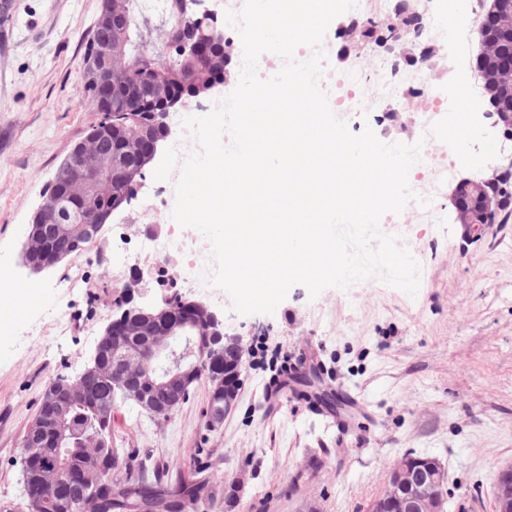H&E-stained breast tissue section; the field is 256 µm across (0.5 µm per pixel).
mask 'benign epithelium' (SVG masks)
<instances>
[{
    "instance_id": "benign-epithelium-1",
    "label": "benign epithelium",
    "mask_w": 512,
    "mask_h": 512,
    "mask_svg": "<svg viewBox=\"0 0 512 512\" xmlns=\"http://www.w3.org/2000/svg\"><path fill=\"white\" fill-rule=\"evenodd\" d=\"M205 2L176 0L178 13L206 23L209 32L201 35L193 28H183L174 47L182 56L203 59L215 67V80L207 87L210 91L235 78L236 71L233 44L224 41V27ZM379 24L420 34L425 28L423 0H399L394 14ZM478 34L476 81L489 97L494 125L500 127L505 139L512 140V0H490ZM123 59V54L105 43L99 53L90 55L86 73L98 101L108 102L112 94L132 89L126 82ZM147 89L151 92L150 107L143 112L126 113L134 127L126 130L103 124L108 131L122 133L120 153H103L98 134L90 133L56 169L50 190L32 220L34 224L55 225L53 239L48 243L29 233L23 247L24 263L32 272L41 273L64 259L80 256L88 233L84 213L92 214L94 228L99 231L144 187V168L171 134L170 115L178 111L187 94L159 77L147 81ZM490 183L489 179L465 178L453 192L457 220L472 240L498 213V197L485 192ZM117 309L118 314L106 329L112 335V359L116 365L102 371V378L112 390L125 400L164 412L180 402L184 391L200 376L209 375L219 379L212 399L216 422H221L237 402L246 354L242 339L224 332V318L203 303L177 296L156 305H142L131 293ZM184 336L207 338L206 369H201L192 357L173 359V342ZM84 397L81 379L67 378L62 386V402L69 405ZM57 440L56 428L31 440L24 457L25 468L39 464L42 449L55 446ZM71 483L78 489L81 512L94 509L87 497L86 486L91 480L86 466L70 481L57 485L52 495L37 478L26 483V493L31 500L48 507ZM447 484L448 470L437 458L407 455L392 469L386 490L370 503L368 512H445L443 491ZM495 512H512V464L495 477Z\"/></svg>"
}]
</instances>
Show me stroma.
<instances>
[{
	"label": "stroma",
	"mask_w": 512,
	"mask_h": 512,
	"mask_svg": "<svg viewBox=\"0 0 512 512\" xmlns=\"http://www.w3.org/2000/svg\"><path fill=\"white\" fill-rule=\"evenodd\" d=\"M103 0H8L0 22V307L14 323L0 330V504L20 500L21 441L45 388L81 372L124 300L135 273L146 276V305L175 294L203 302L224 318L249 351L244 383L218 429L207 426V382L196 383L167 422L133 404L114 411L112 446L131 466L155 474L208 467L216 490L242 481L226 512H367L389 471L405 454L429 455L448 470L447 512H493L494 477L512 464V223L482 240H465L455 211L440 223L413 214L382 225L420 264L416 296L372 276L348 289L311 297L294 286L273 314L241 315L227 292L186 284L172 267L133 261L115 279L107 254H136L147 232L165 234L170 209L151 225L132 221L133 206L115 212L77 261L35 274L21 249L42 193L96 115L88 103L82 61ZM470 9L448 11L438 27L410 43L436 45V74L470 67L479 51ZM234 89L226 84L187 99L172 116L167 146L181 145L182 121L202 116ZM484 98L449 110L464 137L448 154L451 174L437 194L450 202L462 178L491 175L482 146L499 139ZM372 129L385 143L420 136L388 97L360 109L352 133ZM83 277L65 282L72 265ZM37 283L16 309L12 288ZM61 313L81 330L62 335ZM359 403H346V395Z\"/></svg>",
	"instance_id": "obj_1"
}]
</instances>
